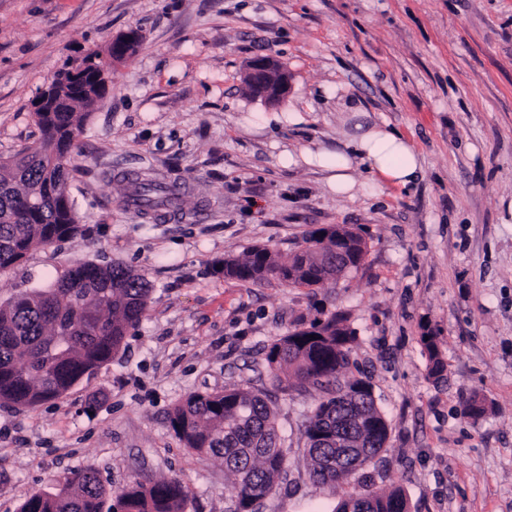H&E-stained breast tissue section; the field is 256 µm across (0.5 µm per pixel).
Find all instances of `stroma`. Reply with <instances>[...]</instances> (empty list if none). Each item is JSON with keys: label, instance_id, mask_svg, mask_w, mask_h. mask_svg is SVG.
<instances>
[{"label": "stroma", "instance_id": "1", "mask_svg": "<svg viewBox=\"0 0 512 512\" xmlns=\"http://www.w3.org/2000/svg\"><path fill=\"white\" fill-rule=\"evenodd\" d=\"M139 29L73 157L81 234L34 248L0 302L76 263L145 274L148 307L90 379L33 409L0 405V512L76 468L107 488L175 478L190 512H231L236 480L184 448L168 415L188 394L270 387L268 346L297 321L346 314V379L370 382L390 424L370 465L411 512H512V0H0V157L39 136L33 101L66 61ZM288 70L287 98L249 96V61ZM298 120H288V111ZM406 134L425 176L411 190L339 197L283 155L346 150L360 127ZM181 180L178 216L127 199L132 173ZM323 224L359 227L362 269L326 288L225 279L224 256H281ZM446 365L435 381L421 338ZM279 395L287 478L259 512H332L364 489L308 475L301 426L322 399ZM486 405L465 414L470 398Z\"/></svg>", "mask_w": 512, "mask_h": 512}]
</instances>
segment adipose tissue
Here are the masks:
<instances>
[{
  "instance_id": "adipose-tissue-1",
  "label": "adipose tissue",
  "mask_w": 512,
  "mask_h": 512,
  "mask_svg": "<svg viewBox=\"0 0 512 512\" xmlns=\"http://www.w3.org/2000/svg\"><path fill=\"white\" fill-rule=\"evenodd\" d=\"M305 162L314 163L329 171L328 186L337 195L383 193L386 187H414L424 176L420 156L412 143L396 130L372 126L354 142L353 154L329 151H305ZM366 164L370 173L364 182L352 175L355 162Z\"/></svg>"
}]
</instances>
